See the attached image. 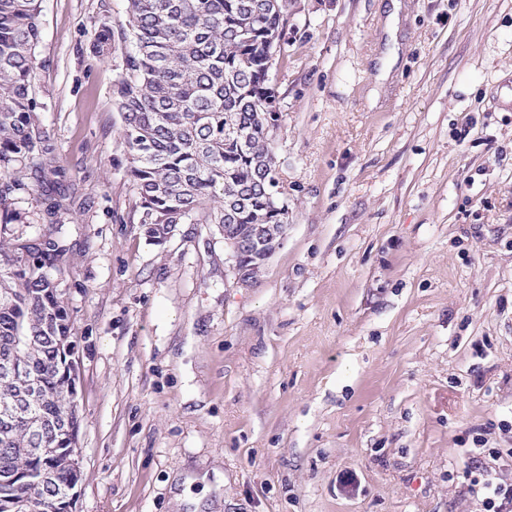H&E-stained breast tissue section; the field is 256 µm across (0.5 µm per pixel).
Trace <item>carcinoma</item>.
<instances>
[{
    "label": "carcinoma",
    "instance_id": "obj_1",
    "mask_svg": "<svg viewBox=\"0 0 512 512\" xmlns=\"http://www.w3.org/2000/svg\"><path fill=\"white\" fill-rule=\"evenodd\" d=\"M285 0H126L125 19L112 26L98 20L93 49L109 57L121 46L112 99L123 123L136 194L133 219L152 237L160 224H231L247 237L256 224H286L288 216L262 203L263 190L277 178L271 141L265 136L267 100L274 97L267 54L281 40ZM41 0H0V206L18 194L32 195L27 182L40 172L50 148L40 126L33 77L42 66ZM6 213L0 222V259L12 262L18 237ZM59 239L25 247L17 272L0 267V361L8 359L20 378H35L41 397L31 410L49 426L40 441L24 422L0 421V474L41 467L55 472L52 494L67 491L73 469L67 455L47 460L30 448H71L69 434L50 426L61 421L79 432L78 405L58 371L60 347L44 328L68 317L55 283ZM25 328L30 347L18 341ZM32 512H42L48 495L26 481L13 488Z\"/></svg>",
    "mask_w": 512,
    "mask_h": 512
}]
</instances>
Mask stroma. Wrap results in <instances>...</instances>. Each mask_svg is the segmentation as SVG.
Returning a JSON list of instances; mask_svg holds the SVG:
<instances>
[{"label":"stroma","mask_w":512,"mask_h":512,"mask_svg":"<svg viewBox=\"0 0 512 512\" xmlns=\"http://www.w3.org/2000/svg\"><path fill=\"white\" fill-rule=\"evenodd\" d=\"M126 0H42L35 76L77 343L76 512H487L512 486V0H287L271 74L288 229L235 284L206 224L132 221ZM59 204L61 229L47 211ZM473 469L482 471L483 478L473 479L472 491L475 494L483 493L486 495L484 502L489 508L488 511L493 512H507V506L512 507V488L505 487L494 481V478L488 474L487 466L479 459L472 458ZM486 472V474L484 473ZM485 476V477H484ZM500 501L498 505L497 502Z\"/></svg>","instance_id":"stroma-1"}]
</instances>
